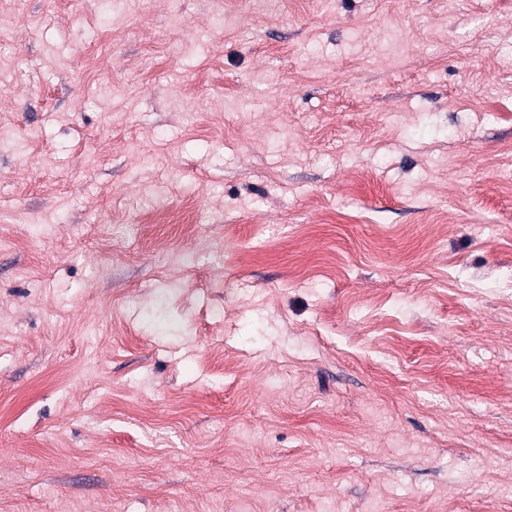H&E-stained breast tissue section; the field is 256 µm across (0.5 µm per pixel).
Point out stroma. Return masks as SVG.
Returning a JSON list of instances; mask_svg holds the SVG:
<instances>
[{
  "instance_id": "obj_1",
  "label": "stroma",
  "mask_w": 512,
  "mask_h": 512,
  "mask_svg": "<svg viewBox=\"0 0 512 512\" xmlns=\"http://www.w3.org/2000/svg\"><path fill=\"white\" fill-rule=\"evenodd\" d=\"M512 0H0V512H512Z\"/></svg>"
}]
</instances>
